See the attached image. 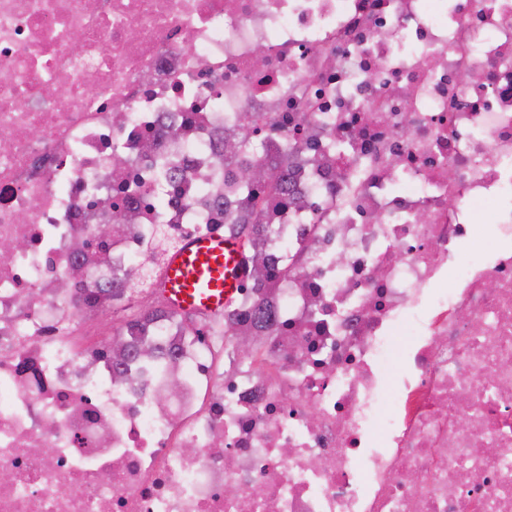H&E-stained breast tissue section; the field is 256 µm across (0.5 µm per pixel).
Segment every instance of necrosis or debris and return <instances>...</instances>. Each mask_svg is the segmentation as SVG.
I'll return each instance as SVG.
<instances>
[{
  "instance_id": "4bbe7bcc",
  "label": "necrosis or debris",
  "mask_w": 512,
  "mask_h": 512,
  "mask_svg": "<svg viewBox=\"0 0 512 512\" xmlns=\"http://www.w3.org/2000/svg\"><path fill=\"white\" fill-rule=\"evenodd\" d=\"M234 112L288 157L289 193L264 195L293 264L265 285V362L216 366L214 336L169 316L147 329L177 389L138 362L115 381L86 338L112 310L96 290L147 266L151 295L152 228L223 233ZM18 242L0 512H512V0H0V247ZM145 155L149 158V165L154 168L159 182L171 189L177 188L179 175L181 174L179 173V166L170 158L153 156L151 151H147Z\"/></svg>"
}]
</instances>
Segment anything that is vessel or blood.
Masks as SVG:
<instances>
[{"label": "vessel or blood", "mask_w": 512, "mask_h": 512, "mask_svg": "<svg viewBox=\"0 0 512 512\" xmlns=\"http://www.w3.org/2000/svg\"><path fill=\"white\" fill-rule=\"evenodd\" d=\"M246 255L240 242L201 235L173 250L160 284L165 304L187 314H221L245 278Z\"/></svg>", "instance_id": "obj_1"}]
</instances>
